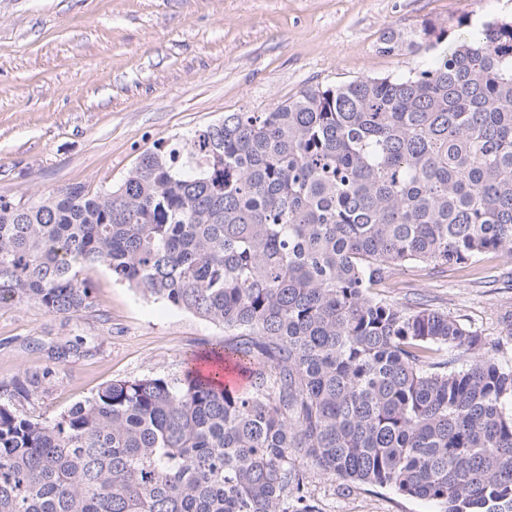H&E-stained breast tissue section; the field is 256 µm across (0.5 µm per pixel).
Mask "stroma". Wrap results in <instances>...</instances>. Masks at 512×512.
Masks as SVG:
<instances>
[{
	"label": "stroma",
	"instance_id": "35a3bbf8",
	"mask_svg": "<svg viewBox=\"0 0 512 512\" xmlns=\"http://www.w3.org/2000/svg\"><path fill=\"white\" fill-rule=\"evenodd\" d=\"M510 15L512 0H0V196L117 184L155 142L311 85L406 73ZM426 20L448 31L434 48L379 52L388 26ZM474 269L411 268L380 293L506 338L511 360L512 257L489 254ZM89 277L92 304L71 316L0 306V400L15 379L53 370L17 404L30 418L54 419L115 380L181 375L186 352L235 336L114 282L105 266ZM310 492L321 512H439L388 488L344 492L316 472Z\"/></svg>",
	"mask_w": 512,
	"mask_h": 512
}]
</instances>
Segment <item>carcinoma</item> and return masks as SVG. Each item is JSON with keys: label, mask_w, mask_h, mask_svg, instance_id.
Returning <instances> with one entry per match:
<instances>
[{"label": "carcinoma", "mask_w": 512, "mask_h": 512, "mask_svg": "<svg viewBox=\"0 0 512 512\" xmlns=\"http://www.w3.org/2000/svg\"><path fill=\"white\" fill-rule=\"evenodd\" d=\"M447 37L387 28L399 55ZM512 257V17L399 76L310 86L156 144L116 185L0 196V306L91 304L84 268L237 332L180 376L53 420L0 402V512H320L317 473L441 512H512V361L378 297L415 265ZM50 369L15 383L28 399Z\"/></svg>", "instance_id": "cac0c4a2"}]
</instances>
